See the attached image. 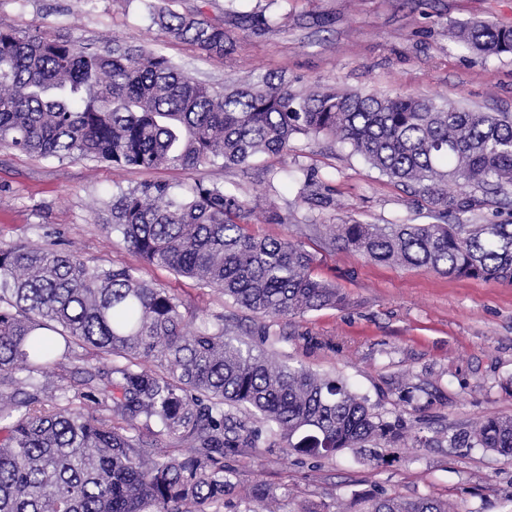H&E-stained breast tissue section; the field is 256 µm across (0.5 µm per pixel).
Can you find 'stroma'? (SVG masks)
<instances>
[{
	"label": "stroma",
	"mask_w": 512,
	"mask_h": 512,
	"mask_svg": "<svg viewBox=\"0 0 512 512\" xmlns=\"http://www.w3.org/2000/svg\"><path fill=\"white\" fill-rule=\"evenodd\" d=\"M176 8L236 32L234 49L213 58L164 38L142 0H0V28L151 45L215 84L283 73L298 89L330 86L512 112V55L477 54L449 34L477 18L512 27V0H178ZM261 10L276 25L242 29L240 13ZM309 173L332 197L331 207L299 200ZM198 180L225 183L253 202L275 201L287 224L260 220L249 233L302 241L317 257L315 275L343 294L342 305L273 324L280 358L342 377L384 418L429 440L420 448L380 441L323 459L278 448L227 456L236 490L216 512H245V494L259 484L277 490L281 512L312 503L361 512L363 497L376 494L438 498L454 512H512V455L450 443L469 424L512 415V285L374 262L316 234L314 225L350 220L428 221L426 199L347 145L300 139L288 153L261 155L246 170L205 165L189 172L115 171L0 148V242L73 251L91 265L131 266L137 259L127 244L98 219L113 192L146 181L183 192ZM142 274L182 299L189 328L221 315L229 334L244 337L262 323L167 269Z\"/></svg>",
	"instance_id": "1"
}]
</instances>
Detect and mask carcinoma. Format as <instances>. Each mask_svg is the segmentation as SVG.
<instances>
[{"label": "carcinoma", "instance_id": "1", "mask_svg": "<svg viewBox=\"0 0 512 512\" xmlns=\"http://www.w3.org/2000/svg\"><path fill=\"white\" fill-rule=\"evenodd\" d=\"M166 37L216 58L235 36L222 24L144 0ZM451 37L473 52L512 54V27L479 21ZM351 147L383 175L418 190L437 223L328 224L329 242L381 263L512 283V224H450L512 190V113L433 98L297 90L267 77L215 87L160 49L103 45L50 31L0 28V147L114 169L247 167L299 137ZM305 175L300 198H330ZM254 207L218 182L186 193L164 182L121 189L101 221L140 261L210 288L273 321L343 302L318 279L316 256L287 237L247 232ZM183 302L138 267L89 265L71 252L0 242V512H211L234 488L224 456L280 448L315 458L384 440L422 438L374 411L341 377L271 359L279 339L227 336L224 317L187 331ZM109 359L74 385L48 374L76 349ZM108 412L94 415L85 405ZM254 412L257 425L226 408ZM144 428L150 439L135 433ZM163 439L190 452L158 447ZM453 442L512 454V416L465 428ZM271 512L276 490L255 486ZM363 512H449L433 498L368 496Z\"/></svg>", "mask_w": 512, "mask_h": 512}]
</instances>
